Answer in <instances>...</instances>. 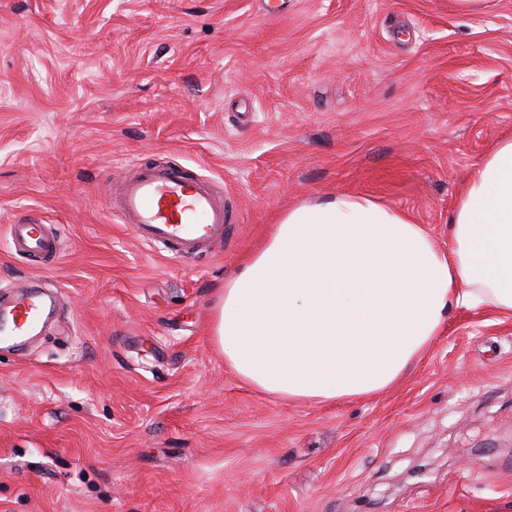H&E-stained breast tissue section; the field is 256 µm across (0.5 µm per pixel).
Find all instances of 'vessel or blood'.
Listing matches in <instances>:
<instances>
[{
  "instance_id": "vessel-or-blood-1",
  "label": "vessel or blood",
  "mask_w": 512,
  "mask_h": 512,
  "mask_svg": "<svg viewBox=\"0 0 512 512\" xmlns=\"http://www.w3.org/2000/svg\"><path fill=\"white\" fill-rule=\"evenodd\" d=\"M113 207L131 223L143 244L161 247L175 257L190 259L222 243L232 210L217 199L205 177L189 175L178 167H146L124 180ZM17 254L49 261L57 254L54 237L37 224L21 221L10 227ZM42 304L27 289H19L13 307L10 336H26L39 325Z\"/></svg>"
}]
</instances>
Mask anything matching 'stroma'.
<instances>
[{"label":"stroma","instance_id":"stroma-1","mask_svg":"<svg viewBox=\"0 0 512 512\" xmlns=\"http://www.w3.org/2000/svg\"><path fill=\"white\" fill-rule=\"evenodd\" d=\"M512 135V0H0V296L54 297L0 345V512H512V317L453 310L391 389L298 403L211 340L224 282L291 207L365 194L441 247ZM236 213L188 261L107 205L138 169ZM32 217L55 264L12 251Z\"/></svg>","mask_w":512,"mask_h":512}]
</instances>
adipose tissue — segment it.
Masks as SVG:
<instances>
[{"label": "adipose tissue", "mask_w": 512, "mask_h": 512, "mask_svg": "<svg viewBox=\"0 0 512 512\" xmlns=\"http://www.w3.org/2000/svg\"><path fill=\"white\" fill-rule=\"evenodd\" d=\"M442 250L422 225L339 193L289 209L224 284L211 328L247 385L291 402L399 382L456 308L512 316V137L462 189Z\"/></svg>", "instance_id": "1"}]
</instances>
